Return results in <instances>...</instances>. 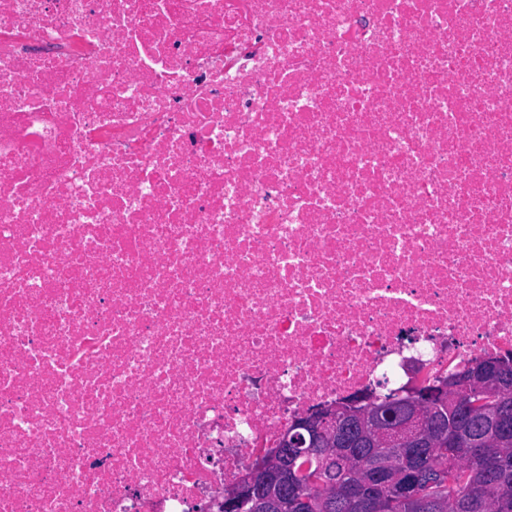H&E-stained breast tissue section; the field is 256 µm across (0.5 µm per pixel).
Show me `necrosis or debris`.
Returning a JSON list of instances; mask_svg holds the SVG:
<instances>
[{
  "label": "necrosis or debris",
  "mask_w": 512,
  "mask_h": 512,
  "mask_svg": "<svg viewBox=\"0 0 512 512\" xmlns=\"http://www.w3.org/2000/svg\"><path fill=\"white\" fill-rule=\"evenodd\" d=\"M509 353L512 0H0V512Z\"/></svg>",
  "instance_id": "4bbe7bcc"
}]
</instances>
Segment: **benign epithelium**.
Returning <instances> with one entry per match:
<instances>
[{
	"instance_id": "1",
	"label": "benign epithelium",
	"mask_w": 512,
	"mask_h": 512,
	"mask_svg": "<svg viewBox=\"0 0 512 512\" xmlns=\"http://www.w3.org/2000/svg\"><path fill=\"white\" fill-rule=\"evenodd\" d=\"M454 378L440 383L434 395L437 403L424 400L417 390H402L399 395L407 406V413L398 420L384 421L376 411L360 398L339 405L323 406L296 415L281 433L278 445L260 451L249 466L224 484V498L216 499L207 510L217 512H243V507L264 495L278 493L283 499L302 501L296 491V480L288 467V460L296 454L314 455L335 448H394L414 460L427 450L451 437L466 442L471 450L483 447V439L473 433L470 416L461 405L462 386ZM483 431L496 432L505 439L512 438V431L501 425L495 414L482 420ZM428 467L415 463L398 472L389 462L376 471L378 487L394 486L403 497L416 500ZM346 499L358 512H376L379 504L360 487L347 492Z\"/></svg>"
}]
</instances>
